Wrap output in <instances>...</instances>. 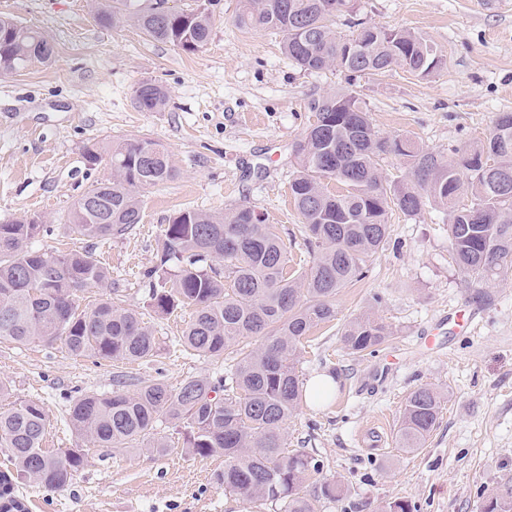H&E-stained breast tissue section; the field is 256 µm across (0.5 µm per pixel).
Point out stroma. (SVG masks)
Returning <instances> with one entry per match:
<instances>
[{"label":"stroma","instance_id":"stroma-1","mask_svg":"<svg viewBox=\"0 0 512 512\" xmlns=\"http://www.w3.org/2000/svg\"><path fill=\"white\" fill-rule=\"evenodd\" d=\"M97 0H0L10 16L53 39L56 57L0 77V223L42 216L53 235L40 250H92L110 267L127 307L141 313L165 351L162 362L75 357L39 343L0 345V384L10 401L41 403L50 421L44 447H74L73 398L108 393L118 381L165 382L222 376L228 362L183 351L178 340L190 308L154 313L143 273L154 263L165 224L176 212L247 205L292 241L291 266L309 260L300 218L289 197L296 171L293 145L315 116L312 100L354 86L380 135L408 136L444 159L476 146L500 113L512 112V0H354L333 28L348 36L355 23L421 33L443 54L442 68L420 79L397 70L347 82L331 68L301 71L283 56L272 31L245 33L233 17L237 0H215L212 36L187 54L148 40L137 28H105ZM161 81L171 101L141 112L133 89ZM146 136L169 151L178 176L145 190L143 220L103 246L68 235L61 218L107 177L89 164L86 147ZM392 239L367 276L336 297V318L322 325L298 363L301 382L327 374L336 390L320 404L300 401L287 425L289 452L321 463L306 483L339 481V502L317 512H380L410 501L415 512H482L483 494L512 482V274L475 296L454 264L446 213L393 214ZM382 318L393 338L373 354L344 348L343 325L363 313ZM428 385L445 401L433 431L412 453L396 443L407 396ZM166 454L149 453L144 437L116 453L88 447L89 464L61 490L20 484L29 512H260L219 487L223 455L201 458L184 446V429L159 420Z\"/></svg>","mask_w":512,"mask_h":512}]
</instances>
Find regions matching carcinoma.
I'll use <instances>...</instances> for the list:
<instances>
[{"label": "carcinoma", "mask_w": 512, "mask_h": 512, "mask_svg": "<svg viewBox=\"0 0 512 512\" xmlns=\"http://www.w3.org/2000/svg\"><path fill=\"white\" fill-rule=\"evenodd\" d=\"M166 0H100L95 19L104 27L132 25L149 39L193 53L212 34L207 8L175 7ZM352 0H239L235 24L282 36V53L301 70L331 67L353 76L396 69L427 77L439 69L437 47L410 30L364 26L347 38L331 27ZM357 45L353 54L348 46ZM54 45L42 32L0 18V75L32 62L50 63ZM170 95L147 79L134 90L141 112H163ZM316 122L295 144L296 175L290 195L304 226L311 261L298 277L288 272V247L260 213L238 206L224 213L179 211L163 230L155 263L144 272L154 312L166 316L193 308L180 337L185 350L205 357L228 355L225 375L190 376L178 388L143 382L131 394L85 393L72 400L69 419L80 444L60 455L42 448L49 425L42 405L21 401L0 412V449L13 470L0 471L6 512H28L19 480L51 490L73 483L87 465L82 444L120 451L154 430L162 416L184 425L185 445L201 458L224 455L217 485L254 504H284L287 512H315V502L344 494L326 479L317 497L303 493L320 472L312 456L290 453L285 425L300 398L299 355L311 331L336 317L341 289L364 275L391 238L389 215L417 217L427 208L448 212V239L459 270L473 287L512 270V126L494 123L479 146L445 161L408 137L388 139L375 130L367 107L348 88L314 99ZM393 154L408 179L388 180L379 168ZM110 175L69 209L65 229L97 245L142 222L141 192L177 176L168 150L148 137L119 141L107 151ZM341 190L332 193L328 183ZM471 189L462 198L463 184ZM48 231L33 216L0 224V343H61L76 357L154 361L162 349L139 314L114 301L120 288L92 252L60 251L47 262L31 248ZM108 293L79 309L78 293ZM393 331L381 318L361 316L343 325L341 341L352 354L373 352ZM443 395L420 386L407 397L397 433L410 453L422 447L439 417ZM484 512H512V485L500 486Z\"/></svg>", "instance_id": "1"}]
</instances>
